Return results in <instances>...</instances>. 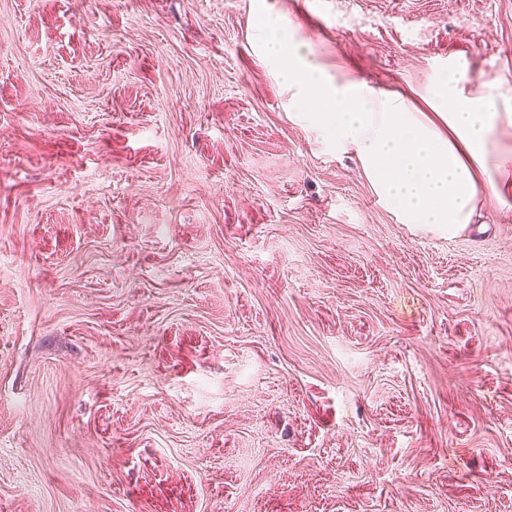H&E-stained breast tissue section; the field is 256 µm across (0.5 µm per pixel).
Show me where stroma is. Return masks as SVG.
<instances>
[{
	"instance_id": "35a3bbf8",
	"label": "stroma",
	"mask_w": 512,
	"mask_h": 512,
	"mask_svg": "<svg viewBox=\"0 0 512 512\" xmlns=\"http://www.w3.org/2000/svg\"><path fill=\"white\" fill-rule=\"evenodd\" d=\"M263 13L512 99V0H0V512H512V197L400 223Z\"/></svg>"
}]
</instances>
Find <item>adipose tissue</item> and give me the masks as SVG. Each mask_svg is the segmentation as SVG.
Instances as JSON below:
<instances>
[{"label":"adipose tissue","instance_id":"ef3b65f1","mask_svg":"<svg viewBox=\"0 0 512 512\" xmlns=\"http://www.w3.org/2000/svg\"><path fill=\"white\" fill-rule=\"evenodd\" d=\"M256 40L296 118L337 150L353 151L402 223L453 237L477 221L483 187L512 194V161L492 158L496 133L512 128V101H499L489 80L471 94L467 63L441 72L429 111L413 112L399 94L328 70L284 17H261Z\"/></svg>","mask_w":512,"mask_h":512}]
</instances>
